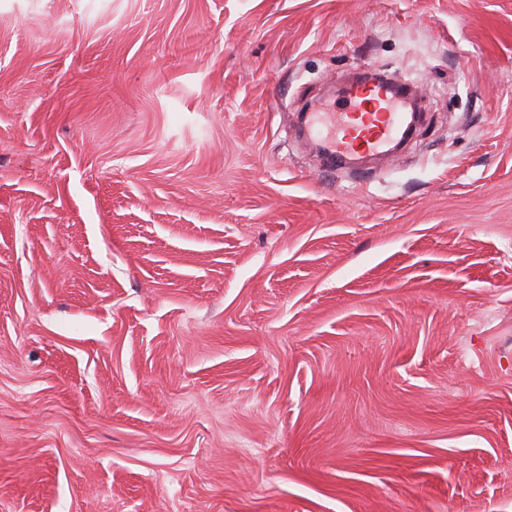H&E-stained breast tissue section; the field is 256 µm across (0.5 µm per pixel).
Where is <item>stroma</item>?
I'll return each instance as SVG.
<instances>
[{
    "mask_svg": "<svg viewBox=\"0 0 512 512\" xmlns=\"http://www.w3.org/2000/svg\"><path fill=\"white\" fill-rule=\"evenodd\" d=\"M0 512H512V0H0ZM342 112H310L308 137L322 139L326 163L340 165L360 154L383 155L407 140L410 131L400 97L383 80H360L344 91ZM323 129L326 134L323 135Z\"/></svg>",
    "mask_w": 512,
    "mask_h": 512,
    "instance_id": "obj_1",
    "label": "stroma"
}]
</instances>
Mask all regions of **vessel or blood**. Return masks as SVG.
Instances as JSON below:
<instances>
[{
    "label": "vessel or blood",
    "instance_id": "b4317fda",
    "mask_svg": "<svg viewBox=\"0 0 512 512\" xmlns=\"http://www.w3.org/2000/svg\"><path fill=\"white\" fill-rule=\"evenodd\" d=\"M344 98L341 111L308 115V136L320 138L327 164L337 166L360 154H387L408 139L402 103L387 82L351 83Z\"/></svg>",
    "mask_w": 512,
    "mask_h": 512
}]
</instances>
